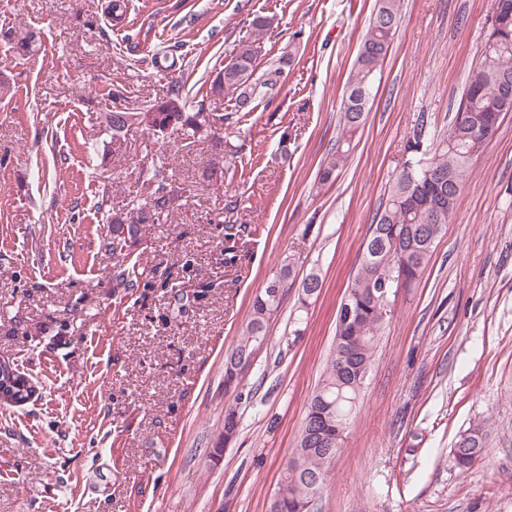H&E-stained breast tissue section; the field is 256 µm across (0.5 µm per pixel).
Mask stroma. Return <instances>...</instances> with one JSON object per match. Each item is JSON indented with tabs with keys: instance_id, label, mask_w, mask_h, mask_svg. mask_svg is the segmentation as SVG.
<instances>
[{
	"instance_id": "stroma-1",
	"label": "stroma",
	"mask_w": 512,
	"mask_h": 512,
	"mask_svg": "<svg viewBox=\"0 0 512 512\" xmlns=\"http://www.w3.org/2000/svg\"><path fill=\"white\" fill-rule=\"evenodd\" d=\"M109 2L0 0V360L41 389L0 407V512H268L405 141L422 114L429 139L447 134L493 0H401L366 125L326 183L318 172L375 0H127L118 23ZM257 14L274 19L259 35ZM30 32L37 51L14 55ZM253 35L255 81L283 52L295 60L233 129L251 167L213 187L212 139L135 128L113 145L101 119L113 91L131 110L175 85L197 102ZM159 179L182 197L130 257L172 266L188 294L211 283L178 316L158 290L112 285L107 216ZM229 220L254 229L234 269ZM287 257L297 278L319 273L321 291L303 311L290 288L271 317L244 376L254 396L213 458L224 359ZM486 418L488 448L459 471L456 435ZM313 512H512V112L473 160L427 268L396 298Z\"/></svg>"
}]
</instances>
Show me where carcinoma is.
I'll return each mask as SVG.
<instances>
[{
    "mask_svg": "<svg viewBox=\"0 0 512 512\" xmlns=\"http://www.w3.org/2000/svg\"><path fill=\"white\" fill-rule=\"evenodd\" d=\"M494 5L482 60L470 71L447 136L438 142L425 139L426 120L423 119L406 141L402 169L393 178L385 204L379 206L369 227V243L373 247H361L357 273L344 297L356 317L345 322L344 308H339L333 351L321 383L308 402L295 448L284 465L269 512H306L304 506L321 494L327 467L341 448L339 442L329 446L324 440L345 432L356 411L372 363L376 337L393 315L392 297L398 288L413 286L427 267L436 240L453 216L465 172L495 135L501 112L506 108L512 111V0H494ZM399 11L400 0H376L349 77L336 151L319 171L322 182L330 181L344 166L352 141L366 123L373 79L388 55L398 27ZM260 53L257 41L249 38L240 41L231 61L220 69L224 78H212L204 99L196 106L187 102L181 90L173 89L139 112L113 107L105 115L112 137H121L119 130L131 125L142 126L157 137L184 128L195 134L210 133L215 120L224 125L231 114L206 111L204 100L209 97L234 103L238 113L251 110L256 92L252 76ZM291 62L292 53H283L263 85L275 86ZM245 154V145L241 144L224 164H211L206 169L208 181L215 185L224 183V166L244 164ZM180 192L181 188L162 183L151 196L134 199L126 211L113 215L112 251L122 252L127 243L135 242L142 225L167 223ZM250 233L251 227L246 223L224 224V267L238 266L239 242ZM171 277L169 268L144 266L135 260L113 271L112 284L126 289L167 288ZM294 277V264L286 258L265 288L255 295L243 334L224 360V378L233 376L238 364L268 341L271 315L280 308ZM210 287L211 283H202L192 296L171 293L177 311L205 296ZM301 288L300 302L306 307L320 291L319 276L309 274ZM251 398L252 391L237 383L224 407V432L213 446L214 454L224 453V445L237 433L241 404ZM488 440L489 421L472 424L453 443L450 450L453 465L462 472L467 471L483 456Z\"/></svg>",
    "mask_w": 512,
    "mask_h": 512,
    "instance_id": "obj_1",
    "label": "carcinoma"
}]
</instances>
